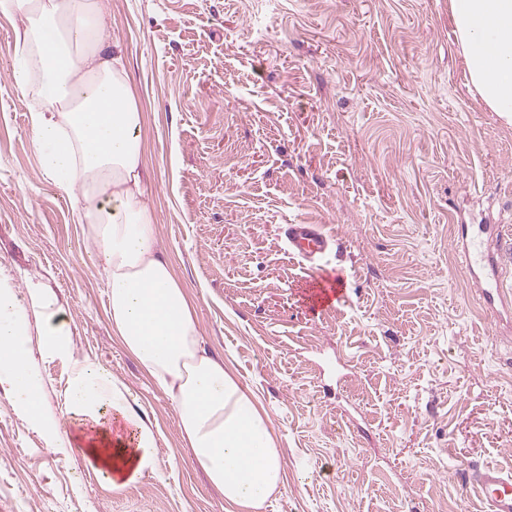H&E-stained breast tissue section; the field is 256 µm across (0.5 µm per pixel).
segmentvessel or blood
I'll use <instances>...</instances> for the list:
<instances>
[{
	"instance_id": "1",
	"label": "vessel or blood",
	"mask_w": 512,
	"mask_h": 512,
	"mask_svg": "<svg viewBox=\"0 0 512 512\" xmlns=\"http://www.w3.org/2000/svg\"><path fill=\"white\" fill-rule=\"evenodd\" d=\"M489 232L500 241L512 234V227L482 224L472 230L462 224L456 240L462 247L466 277L479 287L485 311L500 321L512 317V287L504 285L497 276L501 256L488 246L485 235ZM287 239L289 250L299 256L312 273L314 284L308 296L311 313L321 315L343 304L345 296L339 278L328 277L319 264L328 248V239L317 225H289ZM471 489L488 505L490 512H512V472L495 466L483 467L474 476Z\"/></svg>"
}]
</instances>
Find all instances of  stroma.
Returning <instances> with one entry per match:
<instances>
[{
    "mask_svg": "<svg viewBox=\"0 0 512 512\" xmlns=\"http://www.w3.org/2000/svg\"><path fill=\"white\" fill-rule=\"evenodd\" d=\"M144 114L145 202L206 349L270 419L283 487L260 512H489L512 470V333L453 251L512 225V125L470 91L448 0H105ZM0 14V273L34 279L156 431L157 466L112 488L50 448L0 384V512H234L169 398L112 334L68 196L40 172ZM316 224L347 298L319 317L285 229ZM29 347H41L31 323ZM43 408L71 370L39 358ZM471 490L490 512H512V472L485 466L474 476Z\"/></svg>",
    "mask_w": 512,
    "mask_h": 512,
    "instance_id": "obj_1",
    "label": "stroma"
}]
</instances>
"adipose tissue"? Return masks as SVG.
I'll return each mask as SVG.
<instances>
[{
	"label": "adipose tissue",
	"instance_id": "1",
	"mask_svg": "<svg viewBox=\"0 0 512 512\" xmlns=\"http://www.w3.org/2000/svg\"><path fill=\"white\" fill-rule=\"evenodd\" d=\"M19 18L12 77L30 101L42 174L69 196L95 247L113 335L170 398L183 439L227 504L255 512L283 485L273 428L254 398L206 350L193 305L158 246L144 202L143 115L120 50L100 32L103 0H0ZM468 82L512 123V0H448ZM41 354L71 360L58 414L45 413L46 381L31 361L28 318ZM68 312L40 283L0 277V381L31 429L53 448L80 449L122 488L156 468L153 426L97 358L72 357Z\"/></svg>",
	"mask_w": 512,
	"mask_h": 512
}]
</instances>
